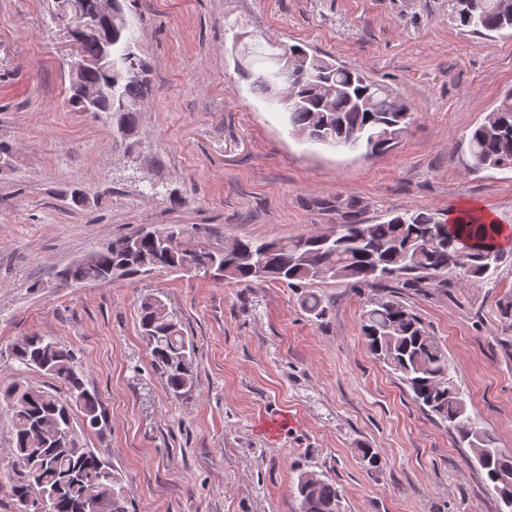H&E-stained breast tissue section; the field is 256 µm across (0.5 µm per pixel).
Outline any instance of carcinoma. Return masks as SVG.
Wrapping results in <instances>:
<instances>
[{"instance_id": "1", "label": "carcinoma", "mask_w": 512, "mask_h": 512, "mask_svg": "<svg viewBox=\"0 0 512 512\" xmlns=\"http://www.w3.org/2000/svg\"><path fill=\"white\" fill-rule=\"evenodd\" d=\"M93 19L92 31L72 32L90 67L70 80L69 104L76 112L112 115L116 131L129 132L138 106L150 92V64L135 50V32L126 0H112V13L99 10V0H55L60 9ZM452 19L475 33L512 30V0H454ZM293 63L280 71L274 53L259 41L249 45L247 72L254 90L288 114L292 133L318 144L375 156L389 151L407 127L410 106L383 84L334 57L290 45ZM475 170L512 169V92L468 135ZM497 231L470 218L456 224L431 209L393 213L379 224L351 222L333 240L320 235L289 238H243L227 249L210 236L184 225L143 228L112 240L90 258L57 274V287L121 276L137 277L156 270L193 268L210 276L251 286L276 281L301 288L322 273L351 288H379L361 316L364 343L376 360L398 375L413 400L428 414L448 423L455 444L468 447L496 496L498 512H512V452L496 446V438L468 412L454 377L448 352L428 325L401 303L390 288H413L425 281H444L455 273L469 284L482 285L487 274L506 262ZM305 310L320 319L322 298L311 292ZM139 324L151 347L156 370L169 393L182 398L193 390L194 348L163 299L140 297ZM11 355L26 371L38 372L64 386V392L15 382L4 390L11 417V491L20 512L41 501L48 512H129L119 475L84 442V433L102 430L98 397L86 388L72 349L45 336H26ZM360 464L382 467L376 448H358ZM295 492L300 512H343L336 482L322 473L299 472Z\"/></svg>"}]
</instances>
